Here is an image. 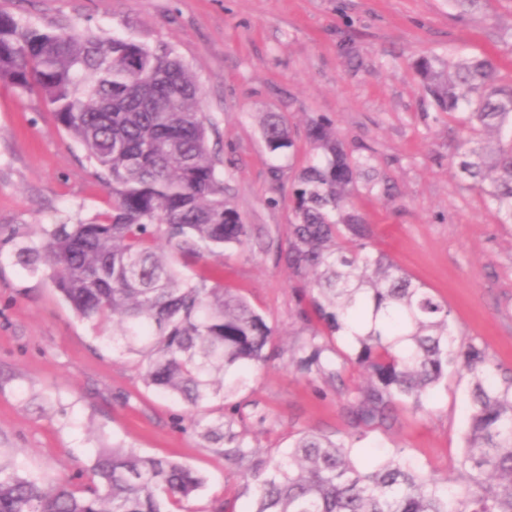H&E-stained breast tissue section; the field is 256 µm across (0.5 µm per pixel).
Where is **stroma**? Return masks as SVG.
Masks as SVG:
<instances>
[{
    "instance_id": "1",
    "label": "stroma",
    "mask_w": 512,
    "mask_h": 512,
    "mask_svg": "<svg viewBox=\"0 0 512 512\" xmlns=\"http://www.w3.org/2000/svg\"><path fill=\"white\" fill-rule=\"evenodd\" d=\"M45 28L100 31L170 45L199 84L209 146L225 195L268 246L224 259V282L276 330L279 356L250 375L236 400L254 447L285 450L300 435L349 433L336 387L300 370L295 281L286 248L292 173L269 172L263 113L285 116L299 149L310 120L327 119L353 153L372 151L385 199L357 206L377 248L448 303L456 327L512 369V224L455 174L458 123L436 111L413 68L419 57L500 53L512 74V0H484L463 15L448 0H0V12ZM110 199L82 149L59 130L36 94L0 84V449L26 474L52 484L87 468L98 448L121 443L198 469L204 488L193 512L251 496L222 455L207 448L177 398L147 389L138 359L113 353L51 283L17 265L12 231L87 219ZM468 377L448 378L421 414L401 408L371 433L381 451L405 449L424 471L452 475L468 418Z\"/></svg>"
}]
</instances>
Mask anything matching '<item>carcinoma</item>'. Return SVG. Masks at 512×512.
<instances>
[{"label":"carcinoma","mask_w":512,"mask_h":512,"mask_svg":"<svg viewBox=\"0 0 512 512\" xmlns=\"http://www.w3.org/2000/svg\"><path fill=\"white\" fill-rule=\"evenodd\" d=\"M436 108L459 119L453 157L498 222L512 224V78L491 54L425 56L416 63ZM0 82L37 92L57 127L98 170L110 207L90 220L11 235L13 257L48 279L92 327L112 326V348L139 358L146 387L200 412L228 399L269 362L274 329L218 269L262 229L243 223L224 194L208 145L200 88L167 44L51 30L0 12ZM262 137L293 173L288 249L300 287L296 316L308 339L295 362L331 382L347 365L368 372L347 393L344 438L301 435L286 453H263L239 428L241 406L196 422L199 436L251 483L249 512H512V370L459 340L447 302L376 248L357 207L361 192L388 195L373 153L353 154L332 123L314 119L297 149L286 119L266 113ZM214 265L193 275L192 266ZM353 330L350 349L337 346ZM467 373L465 444L450 477L425 473L398 449L374 461L356 444L392 425L401 406L425 411L448 367ZM204 476L168 457L101 448L77 483L45 488L0 454V512H194Z\"/></svg>","instance_id":"1"}]
</instances>
